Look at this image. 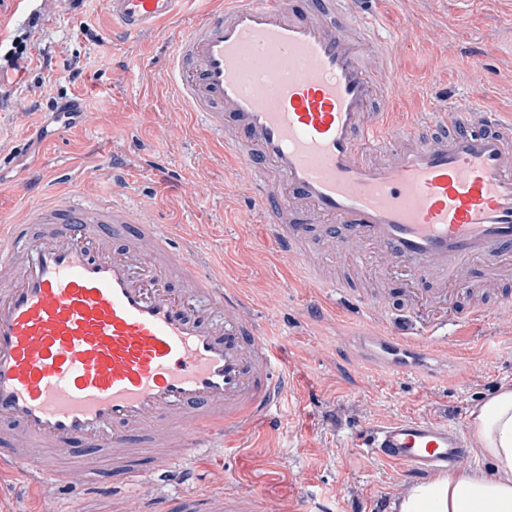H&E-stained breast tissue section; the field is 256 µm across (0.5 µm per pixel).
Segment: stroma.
<instances>
[{"label":"stroma","instance_id":"obj_1","mask_svg":"<svg viewBox=\"0 0 512 512\" xmlns=\"http://www.w3.org/2000/svg\"><path fill=\"white\" fill-rule=\"evenodd\" d=\"M212 2L189 0L160 29L133 37L114 29L105 0H0V90L9 95L0 106V217L20 219L69 167L61 193H123L135 223L169 225L175 246L223 268L227 285L250 302L293 387L277 427H255L237 446L201 458L190 491L247 490L271 512H381L408 488L398 468L368 452L373 428L412 415L465 427L478 405L512 385V313L499 307L512 295V276L489 291L473 276L459 295L455 319L478 303L486 311L473 340L451 343L412 371L389 372L376 354L382 328L366 326L347 304L365 298L400 319L402 271L381 275L317 242L312 256L346 287L334 307L324 306L321 283L283 259L260 212L245 204L223 143L164 81L170 45ZM355 9L378 15L397 36L401 84L391 122L469 95L512 113V0H355ZM24 33L51 59L18 72L3 52ZM73 64L81 74L72 81ZM68 100L79 103L81 120L63 136L44 134L51 102ZM98 481L95 491L70 478L31 487L8 471L0 512H124L131 495L148 512L175 489L146 480L115 492L105 468Z\"/></svg>","mask_w":512,"mask_h":512}]
</instances>
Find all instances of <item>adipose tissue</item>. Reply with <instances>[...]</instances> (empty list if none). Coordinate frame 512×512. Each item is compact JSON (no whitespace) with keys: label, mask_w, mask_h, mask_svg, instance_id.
Here are the masks:
<instances>
[{"label":"adipose tissue","mask_w":512,"mask_h":512,"mask_svg":"<svg viewBox=\"0 0 512 512\" xmlns=\"http://www.w3.org/2000/svg\"><path fill=\"white\" fill-rule=\"evenodd\" d=\"M470 426L489 470L456 469L415 485L400 512H512V388L482 402Z\"/></svg>","instance_id":"adipose-tissue-1"}]
</instances>
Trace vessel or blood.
<instances>
[{"mask_svg":"<svg viewBox=\"0 0 512 512\" xmlns=\"http://www.w3.org/2000/svg\"><path fill=\"white\" fill-rule=\"evenodd\" d=\"M183 0H106L138 35ZM167 80L224 138L283 256L317 235L372 248L419 286L418 332L380 344L392 370L447 341L432 315L472 272H512V117L478 104L391 124L374 101L397 90V54L353 0H221L171 45ZM275 180H268L267 172ZM159 224L131 225L126 202L47 196L0 225V470L28 480L106 464L126 487L171 474L193 430L210 452L274 426L291 390L246 300L223 270L177 255ZM368 450L406 477L446 472L469 452L460 428L409 417ZM184 512H266L238 491L188 495Z\"/></svg>","mask_w":512,"mask_h":512,"instance_id":"obj_1","label":"vessel or blood"}]
</instances>
